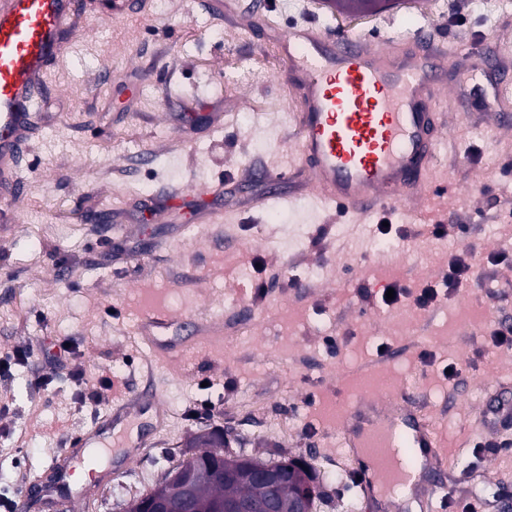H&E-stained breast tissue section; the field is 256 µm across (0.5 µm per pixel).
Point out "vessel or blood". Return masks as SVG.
I'll list each match as a JSON object with an SVG mask.
<instances>
[{"instance_id":"1","label":"vessel or blood","mask_w":512,"mask_h":512,"mask_svg":"<svg viewBox=\"0 0 512 512\" xmlns=\"http://www.w3.org/2000/svg\"><path fill=\"white\" fill-rule=\"evenodd\" d=\"M142 4L109 0L106 18L123 20ZM75 11V0H5L0 6V202L22 196L17 158L28 136L33 89L71 34ZM431 39L425 27L412 35L410 50L396 41L378 47L357 35L331 37L309 26L282 37L285 61L296 74L295 152L324 205L355 215L389 212L425 190L446 130L442 65L416 50ZM159 403L137 395L110 407L97 431L73 435L65 453L52 456L49 472L64 477L71 455L100 443L101 432L131 410ZM336 419L343 447L368 461L351 471L363 492L408 484L414 467L424 466L428 477L419 495L425 512L443 500L447 471L440 443L408 395L388 401L362 393L341 404Z\"/></svg>"}]
</instances>
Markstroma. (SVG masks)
<instances>
[{"label": "stroma", "mask_w": 512, "mask_h": 512, "mask_svg": "<svg viewBox=\"0 0 512 512\" xmlns=\"http://www.w3.org/2000/svg\"><path fill=\"white\" fill-rule=\"evenodd\" d=\"M89 2L79 0L71 37L36 86L18 161L24 196L0 222V352H29L0 373V512H120L213 429L237 454L305 460L318 475L315 512H350L362 491L345 474L331 391L382 369L397 370L447 449L446 512L475 498L507 512L512 416L478 418L490 390L512 387V356L490 340L512 324V263L494 258L512 254V134L490 127L499 103L489 82L468 59L447 61L450 133L433 185L390 214L382 237L379 216L320 209L292 158L279 39L312 22L380 46L426 26L495 56L512 39V0H393L345 25L331 0H276L265 14L255 0H147L123 23L96 18ZM281 167L287 182L255 176ZM435 224L446 235L433 236ZM462 247L473 278L427 309H381L361 294L441 283ZM145 310L166 314L154 334L183 348L182 360L152 352ZM63 339L87 379H112L104 401L81 404L65 376L31 387ZM137 392L158 395L164 418L148 411L113 430L89 483L23 494L68 436ZM204 404L215 416L200 414ZM482 440L508 447L480 457Z\"/></svg>", "instance_id": "stroma-1"}]
</instances>
